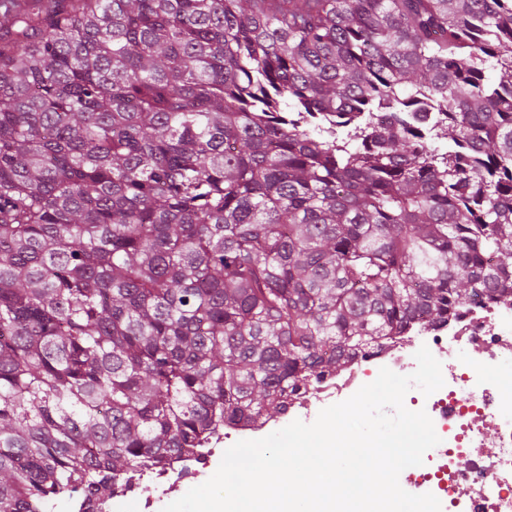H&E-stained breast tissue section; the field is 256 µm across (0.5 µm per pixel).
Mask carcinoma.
Listing matches in <instances>:
<instances>
[{"label": "carcinoma", "instance_id": "1", "mask_svg": "<svg viewBox=\"0 0 512 512\" xmlns=\"http://www.w3.org/2000/svg\"><path fill=\"white\" fill-rule=\"evenodd\" d=\"M511 287L512 0H0V512Z\"/></svg>", "mask_w": 512, "mask_h": 512}]
</instances>
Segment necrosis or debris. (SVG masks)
I'll return each instance as SVG.
<instances>
[{
	"instance_id": "4bbe7bcc",
	"label": "necrosis or debris",
	"mask_w": 512,
	"mask_h": 512,
	"mask_svg": "<svg viewBox=\"0 0 512 512\" xmlns=\"http://www.w3.org/2000/svg\"><path fill=\"white\" fill-rule=\"evenodd\" d=\"M423 346L441 362L445 384L428 396L411 388L404 403L427 412L441 442L420 467L403 472L401 487L435 495L442 512H512V385L499 379L500 369L512 366V292L481 294L447 321L422 317L356 350L338 372L289 393L288 419L313 423L322 409L373 382L381 368L413 373Z\"/></svg>"
}]
</instances>
